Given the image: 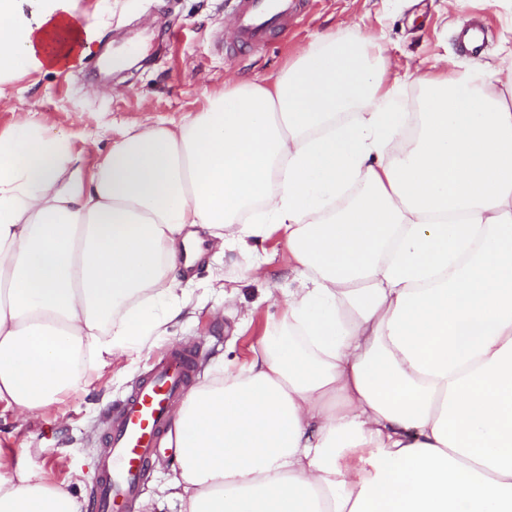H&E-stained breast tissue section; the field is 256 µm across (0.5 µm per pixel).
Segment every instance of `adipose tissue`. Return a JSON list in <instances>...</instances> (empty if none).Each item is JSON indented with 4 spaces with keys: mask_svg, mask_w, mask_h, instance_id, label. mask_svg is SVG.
<instances>
[{
    "mask_svg": "<svg viewBox=\"0 0 512 512\" xmlns=\"http://www.w3.org/2000/svg\"><path fill=\"white\" fill-rule=\"evenodd\" d=\"M69 0H0V94L90 53ZM382 45L319 34L85 168L0 132V413L24 422L192 303L203 237L280 234L295 285L246 369L173 410L181 512H512V65L404 111ZM0 512H80L0 451Z\"/></svg>",
    "mask_w": 512,
    "mask_h": 512,
    "instance_id": "adipose-tissue-1",
    "label": "adipose tissue"
}]
</instances>
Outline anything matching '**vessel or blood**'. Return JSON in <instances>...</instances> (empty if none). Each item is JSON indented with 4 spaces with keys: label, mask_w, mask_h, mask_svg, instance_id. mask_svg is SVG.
Returning a JSON list of instances; mask_svg holds the SVG:
<instances>
[{
    "label": "vessel or blood",
    "mask_w": 512,
    "mask_h": 512,
    "mask_svg": "<svg viewBox=\"0 0 512 512\" xmlns=\"http://www.w3.org/2000/svg\"><path fill=\"white\" fill-rule=\"evenodd\" d=\"M307 0H239L233 22L238 49L265 43ZM200 347L175 345L154 357L149 371L113 403L105 422L107 454L92 486L96 512H123L135 501L156 444L172 422L174 405L189 393Z\"/></svg>",
    "instance_id": "obj_1"
}]
</instances>
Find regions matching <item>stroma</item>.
Returning a JSON list of instances; mask_svg holds the SVG:
<instances>
[{"label":"stroma","instance_id":"1","mask_svg":"<svg viewBox=\"0 0 512 512\" xmlns=\"http://www.w3.org/2000/svg\"><path fill=\"white\" fill-rule=\"evenodd\" d=\"M75 6L95 24L91 53L74 68L11 83L0 100V131L34 117L48 130L71 135L88 167L129 125L179 122L201 111L208 96L223 93L229 78H274L318 34L335 28L380 39L392 64L410 66L402 88L409 107L422 101L419 75L445 77L468 69L472 56L457 42L465 24L484 26L482 52L494 64L512 37V0H461L453 12L446 0H313L306 14L273 33L265 46L236 55L219 43L237 0H76ZM257 248L269 256L260 279L245 275L250 255L235 248L205 251L182 280L196 307L170 322L166 336L148 351L105 368L90 386L59 396L24 425L0 422V450L87 502L94 462L103 452L102 414L147 370L154 353L175 343L197 345L201 365L221 362L237 371L251 361L269 323L281 317L282 304L263 301L262 294L270 281L289 288L288 252L276 237ZM218 276L237 279L234 302L212 291ZM176 465L174 450L161 442L132 512H143L147 503L152 512H180L177 501L158 492Z\"/></svg>","mask_w":512,"mask_h":512}]
</instances>
